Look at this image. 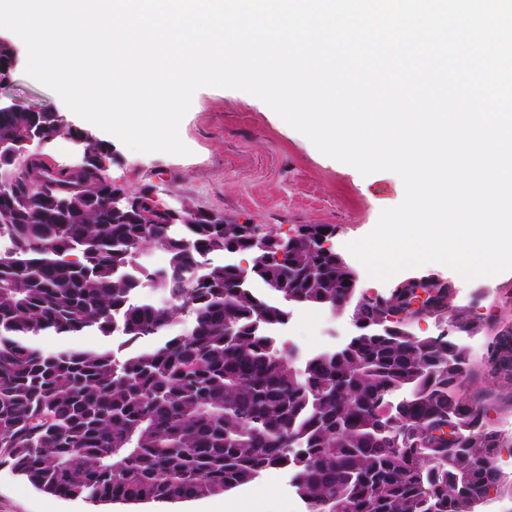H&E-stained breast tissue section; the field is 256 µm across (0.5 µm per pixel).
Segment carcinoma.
I'll return each instance as SVG.
<instances>
[{"label": "carcinoma", "mask_w": 512, "mask_h": 512, "mask_svg": "<svg viewBox=\"0 0 512 512\" xmlns=\"http://www.w3.org/2000/svg\"><path fill=\"white\" fill-rule=\"evenodd\" d=\"M31 135L76 139L84 159L34 153L0 192V467L105 504L223 494L282 466L306 512H475L498 490L499 399L455 336L494 332L482 374L512 381L511 327L438 282L353 286L323 247L331 225L288 236L184 202L175 228L154 187L106 180L103 141L53 112H0V142ZM120 194L133 204L114 212ZM148 246L163 268L138 261ZM293 304L349 310L357 335L294 369L274 337ZM426 318L438 332L410 329ZM91 332L129 349L38 344Z\"/></svg>", "instance_id": "carcinoma-1"}]
</instances>
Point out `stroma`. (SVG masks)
<instances>
[{
	"instance_id": "stroma-1",
	"label": "stroma",
	"mask_w": 512,
	"mask_h": 512,
	"mask_svg": "<svg viewBox=\"0 0 512 512\" xmlns=\"http://www.w3.org/2000/svg\"><path fill=\"white\" fill-rule=\"evenodd\" d=\"M5 96L62 115L69 126L86 124L61 98L16 62ZM186 156L141 153L109 140L114 160L106 177L134 190L155 186L166 202H187L241 224H262L285 232L298 224H331L333 244L345 253L347 242L368 234L383 209L396 206L397 183L388 171L361 175L355 168L321 154L303 134L286 124L260 99L240 90L199 89L180 124ZM423 274L452 280L453 305L512 327V271L494 280L458 278L447 267H423ZM352 331L348 312L326 307H293L281 331L284 348L307 354L342 344ZM201 500L175 503L101 504L67 500L36 490L0 467V512H198ZM224 512H304L288 470L263 473L225 495Z\"/></svg>"
}]
</instances>
